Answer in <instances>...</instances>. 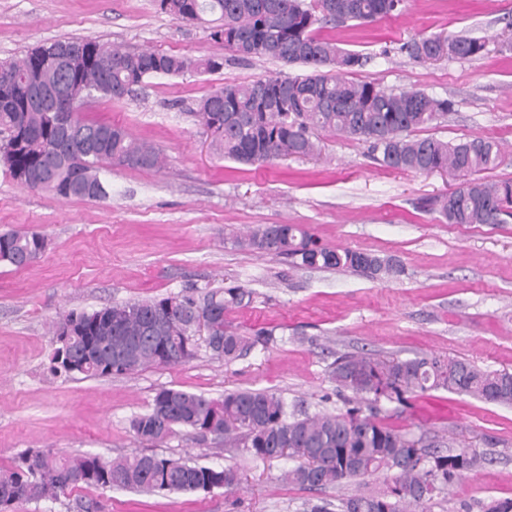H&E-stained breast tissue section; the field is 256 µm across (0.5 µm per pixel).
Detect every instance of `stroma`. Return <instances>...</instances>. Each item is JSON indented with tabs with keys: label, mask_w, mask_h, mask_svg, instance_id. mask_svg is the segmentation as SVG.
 <instances>
[{
	"label": "stroma",
	"mask_w": 512,
	"mask_h": 512,
	"mask_svg": "<svg viewBox=\"0 0 512 512\" xmlns=\"http://www.w3.org/2000/svg\"><path fill=\"white\" fill-rule=\"evenodd\" d=\"M436 32L475 36L485 55L419 63L400 47ZM340 46L366 58L357 76L390 91L416 89L451 101L447 120L423 129L446 141L492 137L502 158L483 172L488 182L512 180V0H407L401 14L329 29ZM92 38L129 49L190 59L220 57L216 73L149 78L121 100L94 99L82 113L124 127L158 148L152 169L109 166L110 195L64 199L30 190L0 166V231L37 232L46 249L32 265L0 263V469L25 452L106 459L146 450L132 428L155 393L173 387L222 397L238 388L265 389L305 401L310 412L359 406L331 375L344 354L463 358L489 370L512 371V222L450 224L428 199L454 190L443 173L386 169L365 143L322 138L313 158L245 166L221 158L192 112L220 87L288 72L297 66L244 61L214 42L206 25L163 12L159 0H0V62L57 40ZM260 224H301L323 245L394 257L398 274L292 265L283 256L235 245ZM239 286L250 304L232 306L227 327L274 340L238 358L199 348L189 363L133 374L56 377L47 369L52 326L65 312ZM383 424L451 454L472 448L479 466L434 492L431 512H483L512 498V406L443 389L380 403ZM157 453L232 467L241 477L232 493H138L82 488L56 499L19 503L14 512H310L313 504L379 493L390 470L317 490L282 481L288 461H268L210 436L177 431Z\"/></svg>",
	"instance_id": "obj_1"
}]
</instances>
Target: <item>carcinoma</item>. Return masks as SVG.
<instances>
[{
	"mask_svg": "<svg viewBox=\"0 0 512 512\" xmlns=\"http://www.w3.org/2000/svg\"><path fill=\"white\" fill-rule=\"evenodd\" d=\"M159 6L178 20L209 24L213 40L224 33V47L237 48L242 59H271L307 69L296 76L279 73L226 85L198 102L194 116L210 132L222 158L262 166L288 156L314 157L319 155V133L332 132L369 144L375 159L387 169L436 170L464 178L438 201L439 213L450 224H507L512 219V181L489 183L473 178L499 164L498 141H444L413 135L445 119L451 103L421 90L388 92L376 80L355 78L363 55L320 35L329 24L370 23L398 14L404 8L402 0H160ZM69 44H89L96 50L97 59L74 75L94 99L121 100L148 78L177 76L190 66L179 55L134 51L92 38ZM486 47L483 38L437 33L408 41L401 51L415 61L428 62L443 57L470 60L481 56ZM105 58L116 65L107 68ZM10 68L14 83L0 87V162L23 186L58 196L59 186L64 185L66 198L98 200L108 194L104 165H161L159 150L135 142L118 126L88 120L79 111L70 115L71 139L61 141L56 115L25 100L34 86L51 87L62 75L40 68L32 51ZM39 239L43 236L38 233L1 232L0 263L28 267ZM237 244L286 256L308 268L348 269L372 276L399 272L391 258L325 247L299 224H260ZM250 297L251 292L234 287L209 291L201 302L183 295L92 312L72 310L61 322L81 316L79 335L110 340L94 352L87 351L82 340L68 365L57 366L54 356L49 370L54 375L97 377L187 363L197 354L194 319L203 305L210 308L204 321L208 338L224 340L223 350L214 356L234 359L272 340L265 331L249 339L224 326L228 307ZM332 376L372 406L434 389L512 405V373L482 369L466 359L381 360L344 354L336 359ZM132 428L141 441L155 445L184 429L210 433L255 457L296 459L298 463L283 478L306 489L334 487L383 468L396 469L386 492L342 498L338 512H430L433 493L478 463V454L471 448L455 454L431 452L423 446V438L402 433L371 414L349 410L312 415L302 405L263 389L230 390L214 399L163 387L149 409L132 420ZM238 484V474L231 467L158 454L135 453L109 460L90 453L63 458L37 451L0 470V512H10L20 502L57 499L79 488L210 493L228 492Z\"/></svg>",
	"mask_w": 512,
	"mask_h": 512,
	"instance_id": "1",
	"label": "carcinoma"
}]
</instances>
